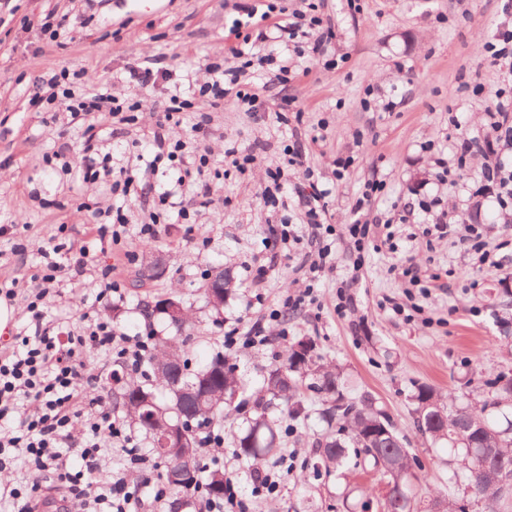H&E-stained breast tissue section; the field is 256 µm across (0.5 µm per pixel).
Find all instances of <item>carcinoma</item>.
<instances>
[{"instance_id":"1","label":"carcinoma","mask_w":512,"mask_h":512,"mask_svg":"<svg viewBox=\"0 0 512 512\" xmlns=\"http://www.w3.org/2000/svg\"><path fill=\"white\" fill-rule=\"evenodd\" d=\"M187 340L186 336H171L155 343L144 360L140 379L122 387L116 397V405L142 435L147 452L164 463L167 485L185 505L190 504L195 492L212 498L224 496V469L200 465L199 448L224 430V416L240 393V380L225 363L222 351L190 369L185 357ZM303 344L302 339L292 343L285 360L264 373L252 414L244 417L245 428L232 436L238 456L253 462L282 456L284 440L279 419L270 409L283 407L299 418L298 387L308 379L307 388L316 394L319 416L326 424L315 442L325 471H335L352 453L392 486L380 499L382 512H410L417 503L422 480L389 415L368 393L348 395L336 366L322 363L316 354L301 349ZM134 391L149 398V404L142 407L130 400L129 393ZM412 400L419 431L461 454V470L454 471L450 481L461 483L467 496L493 508L512 490V389L496 387L479 409L469 405L445 407L429 386L417 388ZM189 419L201 431L194 435L193 447H157L169 427ZM489 430L495 438L488 437L485 442L495 441L496 459L484 464L473 451L472 442L478 432ZM430 498L440 501L444 512H466L464 500L445 491H436Z\"/></svg>"}]
</instances>
